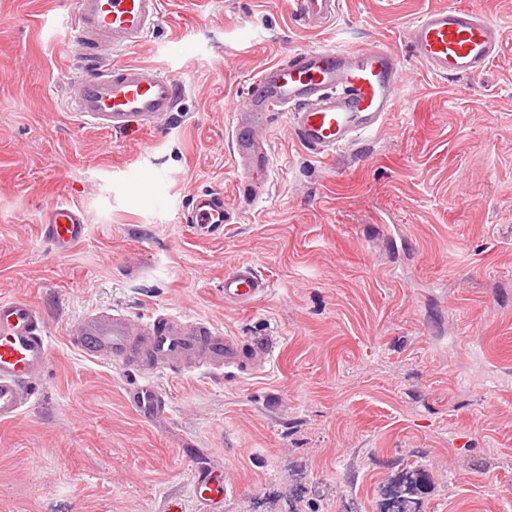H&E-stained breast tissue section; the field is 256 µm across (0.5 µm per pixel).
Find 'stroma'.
<instances>
[{
  "instance_id": "obj_1",
  "label": "stroma",
  "mask_w": 512,
  "mask_h": 512,
  "mask_svg": "<svg viewBox=\"0 0 512 512\" xmlns=\"http://www.w3.org/2000/svg\"><path fill=\"white\" fill-rule=\"evenodd\" d=\"M339 2L311 31L289 0H164L154 35L111 60L175 77L179 110L129 136L65 109L72 0H0V296L42 308L52 349L0 423V512H202L206 469L237 487L222 512H289L299 489L315 512H380L407 464L421 512H512V0H456L504 48L451 80L407 39L449 0ZM374 42L403 70L387 123L326 156L270 110L274 168L261 203L240 204L232 126L253 79L298 50ZM212 189L237 211L220 240L179 220ZM59 202L90 226L63 256L39 231ZM240 263L268 284L248 308L224 301ZM95 309L189 315L279 358L260 376L155 377L170 412L147 420L124 399L143 371L71 341Z\"/></svg>"
}]
</instances>
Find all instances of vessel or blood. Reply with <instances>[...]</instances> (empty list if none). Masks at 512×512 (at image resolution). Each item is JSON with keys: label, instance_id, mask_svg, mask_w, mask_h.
I'll use <instances>...</instances> for the list:
<instances>
[{"label": "vessel or blood", "instance_id": "b4317fda", "mask_svg": "<svg viewBox=\"0 0 512 512\" xmlns=\"http://www.w3.org/2000/svg\"><path fill=\"white\" fill-rule=\"evenodd\" d=\"M299 21L317 31L334 20L338 0H293ZM163 0H75L66 21L68 40L78 48L82 74L67 100L84 122L114 133L130 124L151 129L178 109L180 88L174 77L139 65L108 64L101 47L129 50L143 43L162 17ZM415 57L439 77H471L486 71L501 51V29L480 9L456 4L432 10L412 27ZM402 82L399 57L375 43L352 49H308L288 63L268 65L252 85L249 99L235 113L232 158L238 172L237 197L256 204L254 173L270 171L271 149L259 131L266 108H283V119L305 149L330 154L378 133L390 116ZM236 213L220 192L195 193L181 216L199 236L220 239ZM89 226L82 211L69 204L50 207L41 235L53 251L68 254L84 240ZM267 283L251 265L224 273V301L247 307L266 295ZM79 349L90 357L122 366L144 364L152 376L178 372L187 365L209 375L267 373L274 363L269 343H247L209 321L186 315L132 320L122 312L91 313L73 331ZM51 356L46 318L24 295L0 298V422L15 420L29 404L30 385ZM127 404L141 417L165 413L166 395L150 381L126 390ZM227 479L198 475L197 495L219 496Z\"/></svg>", "mask_w": 512, "mask_h": 512}]
</instances>
